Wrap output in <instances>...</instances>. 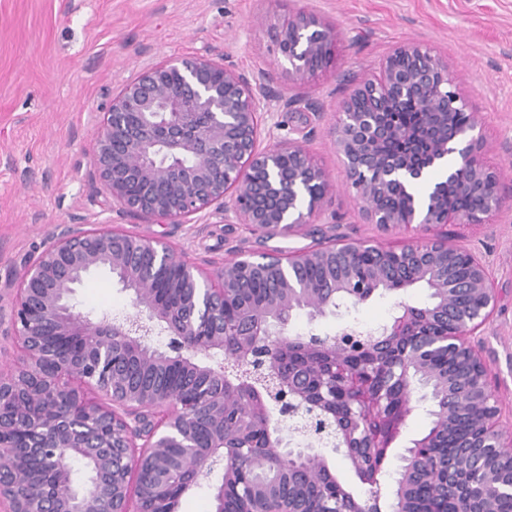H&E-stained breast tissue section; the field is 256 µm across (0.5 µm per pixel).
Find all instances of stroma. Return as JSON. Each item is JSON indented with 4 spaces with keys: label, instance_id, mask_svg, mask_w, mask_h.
<instances>
[{
    "label": "stroma",
    "instance_id": "35a3bbf8",
    "mask_svg": "<svg viewBox=\"0 0 512 512\" xmlns=\"http://www.w3.org/2000/svg\"><path fill=\"white\" fill-rule=\"evenodd\" d=\"M303 9L336 27L337 58L307 85L322 115L273 113L260 144H302L334 185L325 220L303 231L268 236L225 223L210 207L181 224H151L112 205L89 178L103 105L147 64L192 54L222 53L247 73L279 70L284 59L270 27ZM414 39L454 65L459 86L481 120L486 164L512 181V0H0V307L9 308L24 264L51 233L119 221L126 231L161 238L185 259L211 270L238 251L293 255L336 240H368L398 249L413 227L383 232L366 223L342 185L343 163L329 126L343 95L337 75L365 76L399 43ZM453 244L487 265L494 313L475 338L497 380L505 427L512 428V200L483 224H448ZM83 311L120 321L133 314L131 295L105 270L87 274L75 292ZM422 307L428 288L378 291L355 306L312 318L295 312L289 335L335 336L358 323H389L398 303ZM417 409L392 444L379 472L392 494L408 448L430 429Z\"/></svg>",
    "mask_w": 512,
    "mask_h": 512
}]
</instances>
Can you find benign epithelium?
I'll use <instances>...</instances> for the list:
<instances>
[{
  "label": "benign epithelium",
  "instance_id": "obj_1",
  "mask_svg": "<svg viewBox=\"0 0 512 512\" xmlns=\"http://www.w3.org/2000/svg\"><path fill=\"white\" fill-rule=\"evenodd\" d=\"M272 38L288 67L279 72H246L205 56L163 58L144 67L127 81L106 107L97 126L92 178L100 193L112 200L119 216H140L155 224H182L212 204L221 205L224 220L246 224L265 234H290L313 224L329 205L330 184L324 170L294 140L260 148L266 117L302 102L310 112L322 107L301 88L334 58L336 30L315 15L300 10L272 28ZM344 96L329 128L342 157L346 185L355 190L367 223L384 231L415 224L421 234L400 251L409 258L408 274L395 291L423 283L432 302L424 308L400 304L401 311L385 325L388 336H414L423 320L447 325L446 336L433 346L448 357L466 361V371L440 381L448 388V405L440 407V421L450 422L474 410L473 444L481 457V483L489 493L512 488V433L499 425L500 407L495 381L472 342L495 305L490 273L472 253L457 247L444 224H481L503 207L497 175L483 162L481 137L471 135L478 113L458 92L448 62L414 41L394 48L378 72L359 78L340 74ZM275 85L300 89L284 97ZM406 97L426 109L417 136L432 151L426 158L403 153L388 157L380 146L390 139L405 140L412 132L391 126L381 115ZM370 99L371 112L355 103ZM450 154L458 157L447 183H438L422 200L404 210H391L384 200L391 190L406 189L408 180ZM450 186L474 200L464 211L448 209L443 189ZM52 244L23 267L12 298L9 321L20 358L13 371L0 374V438L36 433L32 454L56 464L53 490L42 486L36 470L18 468L0 452V506L4 512H26L29 498H46L44 512H150L143 506L139 469L157 460L161 449L176 440L198 460L192 481L223 463H234L225 452L224 427L209 431L199 447L190 418L202 403L224 409V394L191 390L180 396L145 392L132 396L112 382V357L119 349L147 361L155 371L176 368L224 384L235 379L259 385L262 397L249 413H268V405L288 403L279 414L310 431L322 421L317 438L328 434L341 448H365L368 463L377 451L391 446L407 416L416 410L411 386L413 361L395 363L399 377L390 391L375 373L355 367L352 358L364 348L336 340L328 348L332 372L317 384L303 376L280 384L275 366L265 353L248 351L224 364V317L232 290L243 278L269 263L281 275L280 293L273 297L268 316L276 320V335L285 336L293 313L301 307L321 308L312 286L299 278L306 265L332 264L330 286L353 296V274L359 254L369 248L380 256L386 249L366 242L339 241L288 258L241 251L235 259L208 272L185 260L166 241L130 234L116 224L97 229H70L52 235ZM469 275L461 278L457 269ZM96 268L119 277L131 293L136 314L122 322L108 316L94 320L73 302L75 286ZM178 291L183 300L173 306L167 295ZM239 336L266 334L263 321L241 307L233 309ZM58 336L70 351L57 359L54 372H43L49 354L41 337ZM168 338L166 349L154 338ZM101 395L94 400L85 390ZM429 442L425 436L408 450L405 475L393 494L392 512H406L414 487L411 475ZM90 459L96 468L91 489L75 496L71 461Z\"/></svg>",
  "mask_w": 512,
  "mask_h": 512
}]
</instances>
